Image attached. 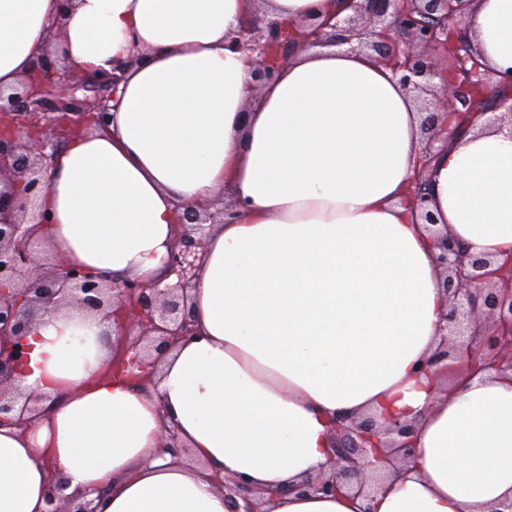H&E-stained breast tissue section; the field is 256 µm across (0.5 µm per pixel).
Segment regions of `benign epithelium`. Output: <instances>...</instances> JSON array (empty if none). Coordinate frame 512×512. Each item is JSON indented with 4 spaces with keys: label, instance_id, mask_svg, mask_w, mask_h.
Wrapping results in <instances>:
<instances>
[{
    "label": "benign epithelium",
    "instance_id": "obj_1",
    "mask_svg": "<svg viewBox=\"0 0 512 512\" xmlns=\"http://www.w3.org/2000/svg\"><path fill=\"white\" fill-rule=\"evenodd\" d=\"M348 2L354 4V14L333 24L326 21L304 30L293 22L257 20L245 27L237 43L250 53L255 86L276 80L295 47L338 46L356 39L358 48L387 61L404 87L432 93L421 104L427 113L426 158L433 153L440 118L462 114L457 106L458 84H465L473 101L495 86L496 107L505 106L512 115V73L497 77L480 63L471 71L466 67L476 54L458 21L470 0ZM123 71L115 66L109 73L85 74L59 58L40 57L21 83L22 91L7 97L0 93V115L8 113L16 119L14 125L0 123V178L13 186L11 192L0 193V427L26 428L42 401L36 394L25 395L12 387L14 375L28 361L29 327L42 311L74 304L112 321L119 330L126 324L138 327L146 344L134 346L112 362V374L131 382L153 370L171 348L196 335L188 290L197 277L205 225L224 222L232 205L213 212L200 203L177 211L175 224L184 232L165 260L167 275L176 276L177 281L164 286L159 281L144 285L134 280L116 285L65 262L44 236L50 221L38 200L48 189L44 174L55 155L47 149L65 138L74 123L106 126ZM436 79L441 84L439 94L432 92ZM44 111L51 116L24 132L27 113ZM408 198L433 226L448 302L445 334L422 372L446 380L451 359L457 379L512 373V254L492 259L466 253L426 210L428 193L422 180H414ZM332 428L336 438L329 451L331 471L300 485L302 492L353 491L371 498L383 488L388 473L413 458L415 428L409 422L366 415L349 423L335 420ZM163 439L164 452L183 457L184 448L171 428H164ZM60 490L59 483L50 486L46 512H101L104 493L94 498L85 491L61 496Z\"/></svg>",
    "mask_w": 512,
    "mask_h": 512
}]
</instances>
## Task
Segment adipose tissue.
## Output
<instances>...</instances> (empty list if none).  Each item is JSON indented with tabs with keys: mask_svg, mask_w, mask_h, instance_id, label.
Instances as JSON below:
<instances>
[{
	"mask_svg": "<svg viewBox=\"0 0 512 512\" xmlns=\"http://www.w3.org/2000/svg\"><path fill=\"white\" fill-rule=\"evenodd\" d=\"M340 0H0V93L38 57L81 71L126 63L106 128L48 169L45 234L68 262L152 283L176 242L177 206L226 194L191 290L198 338L158 363L145 393L110 377L111 323L38 314L13 384L49 396L26 430L0 427V512H45L101 489L104 512H229L221 474L274 512H491L512 501V382L478 375L437 394L446 300L431 234L407 188L473 254L512 250V128L486 114L422 160L425 114L375 54L301 50L252 85L232 40L253 19L323 18ZM61 38L53 40L52 23ZM482 61L512 70V0H472ZM141 62L129 64L132 52ZM414 423L416 459L372 502L303 494L329 471L333 418ZM170 426L192 463L163 453ZM276 498H269V491Z\"/></svg>",
	"mask_w": 512,
	"mask_h": 512,
	"instance_id": "ef3b65f1",
	"label": "adipose tissue"
}]
</instances>
